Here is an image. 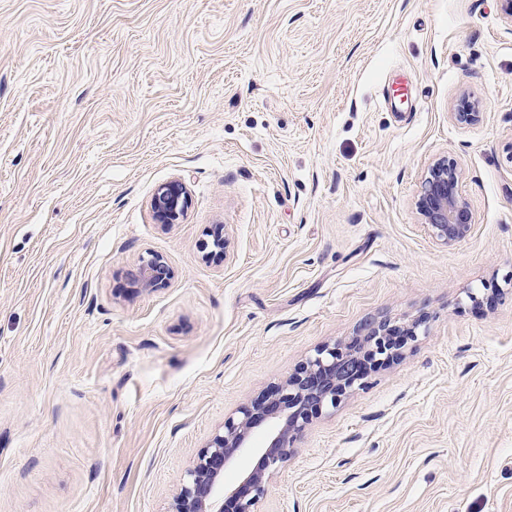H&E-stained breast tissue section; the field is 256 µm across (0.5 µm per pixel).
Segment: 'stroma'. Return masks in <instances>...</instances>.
Instances as JSON below:
<instances>
[{
	"instance_id": "stroma-1",
	"label": "stroma",
	"mask_w": 512,
	"mask_h": 512,
	"mask_svg": "<svg viewBox=\"0 0 512 512\" xmlns=\"http://www.w3.org/2000/svg\"><path fill=\"white\" fill-rule=\"evenodd\" d=\"M442 157L473 215L448 246L415 208ZM172 180L191 205L165 226ZM149 252L175 277L134 289ZM419 318L260 512H512L500 0H0V512H169L240 406ZM191 200L186 187L179 181L160 185L155 191L151 208L160 224H179L187 213Z\"/></svg>"
}]
</instances>
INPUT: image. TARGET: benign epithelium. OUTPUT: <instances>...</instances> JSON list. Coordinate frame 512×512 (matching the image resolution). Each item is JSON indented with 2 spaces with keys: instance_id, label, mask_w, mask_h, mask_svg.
Listing matches in <instances>:
<instances>
[{
  "instance_id": "7a95c632",
  "label": "benign epithelium",
  "mask_w": 512,
  "mask_h": 512,
  "mask_svg": "<svg viewBox=\"0 0 512 512\" xmlns=\"http://www.w3.org/2000/svg\"><path fill=\"white\" fill-rule=\"evenodd\" d=\"M477 106L461 101L454 118L465 124L479 120ZM457 164L442 158L425 170L415 206L422 223L436 241L450 245L468 236L472 213L458 193ZM191 200L179 181L160 185L151 208L161 224H178ZM208 260H224L226 237L215 232L204 243ZM174 271L163 256L149 253L139 258L134 273L138 288L167 287ZM423 319L399 323L380 320L366 328L364 351L333 343L317 348L284 383L270 394L242 406L224 421V431L215 435L187 472L169 512H258L268 492L270 474L288 459L294 436L309 422V414L336 407L355 385L368 377V370L395 355L388 337L397 333L409 340L417 337ZM245 453L260 454L258 466L243 476L240 485L224 487V469Z\"/></svg>"
}]
</instances>
